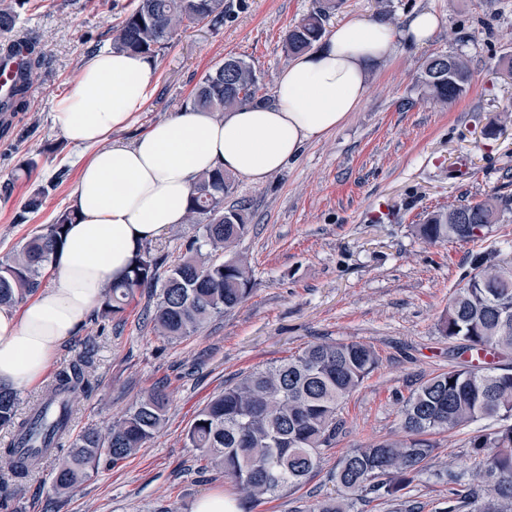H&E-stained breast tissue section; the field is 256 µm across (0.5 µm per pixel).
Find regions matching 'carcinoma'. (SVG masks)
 <instances>
[{"instance_id": "obj_1", "label": "carcinoma", "mask_w": 512, "mask_h": 512, "mask_svg": "<svg viewBox=\"0 0 512 512\" xmlns=\"http://www.w3.org/2000/svg\"><path fill=\"white\" fill-rule=\"evenodd\" d=\"M30 4L0 0V33L15 32ZM337 6V0H319V6L286 34L287 53L300 54L318 41ZM200 23L223 26L224 0H135L113 30L110 50L152 57ZM39 64L40 57H27L10 111L26 109ZM470 77L465 58L438 54L427 60L421 85L431 99L450 104L466 92ZM258 84L251 63L228 56L205 76L190 107L222 112L251 103ZM233 187V175L221 169L201 175L191 192L187 221L204 225L202 244L168 267L150 250H138L129 271L105 288L98 315L108 320L118 316L138 290L150 288L156 292L151 315L155 332L179 340L242 303L251 293L247 261L239 256L218 258L232 251L249 229L245 206L224 207ZM511 204L507 198H493L460 204L451 212L434 211L415 225V233L429 243L483 238ZM75 220L74 210L61 212L54 223L0 261L1 307H12L39 291L65 226ZM438 330L463 353L478 358L512 355V261H504L498 252L477 255L463 285L449 297ZM378 364L376 350L364 342L311 343L224 387L198 411L187 432L188 443L200 450L209 467L224 470V478L254 501L285 487H299L342 432V404ZM90 366L89 357L83 356L58 371L42 402L20 421L16 393L0 387V428L13 431L11 440L0 445V470L15 484L55 448L64 456L52 484L55 492H66L101 464L115 466L136 454L160 432L168 398L152 390L107 429L87 428L63 447L73 402L90 385ZM480 420L499 425L471 437L474 467L449 474L458 489L444 512H512V370L486 362L450 366L422 381L400 409L401 436L346 453L331 475L336 496L321 500L313 512H348L351 500L367 494L400 500L401 491L423 474L433 457L431 436Z\"/></svg>"}]
</instances>
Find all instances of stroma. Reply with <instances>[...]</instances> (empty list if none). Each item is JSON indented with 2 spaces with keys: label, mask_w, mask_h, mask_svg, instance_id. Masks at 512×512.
Segmentation results:
<instances>
[{
  "label": "stroma",
  "mask_w": 512,
  "mask_h": 512,
  "mask_svg": "<svg viewBox=\"0 0 512 512\" xmlns=\"http://www.w3.org/2000/svg\"><path fill=\"white\" fill-rule=\"evenodd\" d=\"M20 32L41 57L25 111L0 133V260L72 205V193L90 151L68 142L52 112L82 60L108 50L118 11L107 0H37ZM317 0H224V25L187 29L152 57L154 93L119 140L130 143L155 122L189 105L203 78L227 56L250 62L261 76L259 98L274 94L291 61L287 30ZM431 10L442 24L427 45L399 41L373 69L367 92L336 131L306 144L296 160L255 184L235 179L225 206L244 202L249 231L235 251L253 270L246 301L178 341L158 336L150 322V290H139L112 322L89 316L58 350L51 371L18 391L19 414L44 397L56 371L91 352V389L74 401L71 433L107 428L145 392L159 387L169 398L166 421L146 447L98 471L68 493L52 488L57 457L42 459L19 487L0 494V512H193L198 498L220 491L238 512H310L335 493L331 480L352 449L399 435V409L418 383L462 363L438 332L448 299L481 252L512 245V211L477 241L428 244L415 224L427 213L462 201L512 197V0H342L329 25L350 19L380 20L402 28L407 18ZM458 54L471 81L456 102L427 98L418 79L434 54ZM34 160L31 174L21 169ZM470 173H457L459 161ZM45 189L41 209L18 222L23 206ZM385 203L391 222L365 221ZM198 224H176L148 249L167 263L181 259L200 239ZM322 340L370 344L378 367L347 399L345 431L327 449L317 472L298 488H284L255 503L222 472L204 470L187 431L199 409L225 384ZM476 427L436 435L437 449L424 473L403 491L419 512H442L453 488L449 473L469 457Z\"/></svg>",
  "instance_id": "obj_1"
}]
</instances>
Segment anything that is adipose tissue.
Instances as JSON below:
<instances>
[{
	"mask_svg": "<svg viewBox=\"0 0 512 512\" xmlns=\"http://www.w3.org/2000/svg\"><path fill=\"white\" fill-rule=\"evenodd\" d=\"M440 24L422 11L403 29L352 18L337 23L311 52L280 74L272 101L217 116L183 111L154 123L132 144L112 142L143 111L153 69L141 55L102 51L82 63L53 122L69 142L91 148L73 192L78 214L50 266L52 288L22 310L0 307V384L39 383L62 343L97 307L145 242L186 221L202 173L225 172L260 183L295 159L303 146L336 130L363 100L368 70L398 41L426 44Z\"/></svg>",
	"mask_w": 512,
	"mask_h": 512,
	"instance_id": "adipose-tissue-1",
	"label": "adipose tissue"
}]
</instances>
